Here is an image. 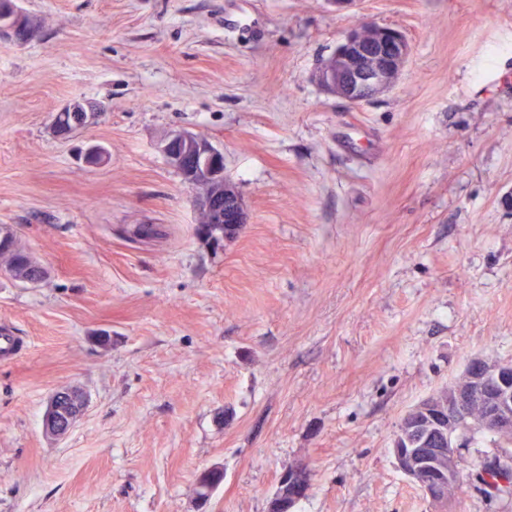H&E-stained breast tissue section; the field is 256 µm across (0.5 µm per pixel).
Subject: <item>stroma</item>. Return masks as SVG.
Instances as JSON below:
<instances>
[{"mask_svg":"<svg viewBox=\"0 0 512 512\" xmlns=\"http://www.w3.org/2000/svg\"><path fill=\"white\" fill-rule=\"evenodd\" d=\"M17 5L40 28L0 40V225L47 276L0 266L23 341L0 360V512H267L300 463L294 512H434L392 455L402 418L470 359L512 362V0ZM359 19L411 54L352 107L315 73ZM74 100L102 114L57 139ZM173 130L223 152L248 206L221 247ZM71 387L87 408L56 439ZM463 439L450 512H501L476 478L497 438ZM87 406L85 394L76 388L53 393L43 418V429L53 437L65 436L83 415ZM312 473L305 464L293 466L282 477L279 489L269 501L268 512H293L307 495Z\"/></svg>","mask_w":512,"mask_h":512,"instance_id":"stroma-1","label":"stroma"}]
</instances>
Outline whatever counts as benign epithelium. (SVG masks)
Segmentation results:
<instances>
[{
  "mask_svg": "<svg viewBox=\"0 0 512 512\" xmlns=\"http://www.w3.org/2000/svg\"><path fill=\"white\" fill-rule=\"evenodd\" d=\"M38 22L20 11L13 0L0 4V38L18 44L30 41L38 32ZM405 35L392 27L355 23L336 50L318 69L316 79L324 91L360 106L388 90L404 69L410 55ZM101 105L74 101L54 115L51 127L57 137L71 139L100 117ZM168 165L183 184L196 191L199 211L209 223L224 225V240L234 238L248 221L247 205L236 186L224 176V154L202 135L173 130L160 146ZM476 405L480 418L471 423L464 417ZM85 394L76 388L53 393L43 418V429L53 437L66 435L83 415ZM430 416L435 431L420 436L413 431L396 434L392 454L398 469L435 505L436 512H448L449 487L460 478L458 458L450 451L463 427L476 425L503 438L512 437V363L474 358L467 365V378L450 385L407 413ZM223 471L212 468L198 483V501L209 499ZM312 473L296 465L282 477L279 489L269 501L268 512H293L296 503L307 495Z\"/></svg>",
  "mask_w": 512,
  "mask_h": 512,
  "instance_id": "1",
  "label": "benign epithelium"
}]
</instances>
